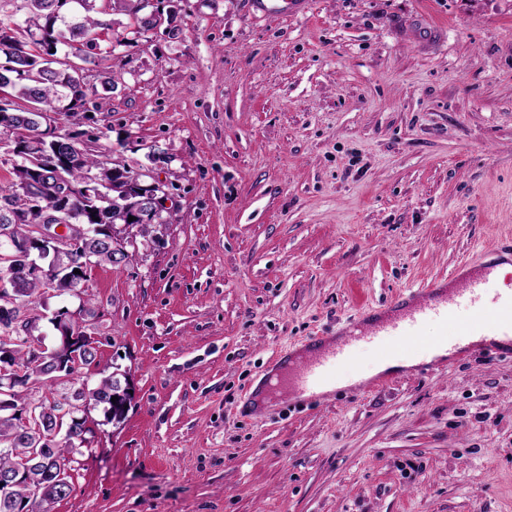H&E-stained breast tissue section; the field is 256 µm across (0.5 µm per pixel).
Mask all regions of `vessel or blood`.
<instances>
[{
    "label": "vessel or blood",
    "mask_w": 512,
    "mask_h": 512,
    "mask_svg": "<svg viewBox=\"0 0 512 512\" xmlns=\"http://www.w3.org/2000/svg\"><path fill=\"white\" fill-rule=\"evenodd\" d=\"M505 261L512 263V233L493 240L480 258L462 262L449 278L399 294L385 305L362 308L339 332L301 337L275 359L277 389L319 399L335 384L337 367L352 363L362 347L379 355L391 353L394 337L418 335L430 322L447 325L462 310L470 317L457 336L475 337V349L493 354L511 346L512 293L489 287Z\"/></svg>",
    "instance_id": "b4317fda"
}]
</instances>
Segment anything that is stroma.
Returning <instances> with one entry per match:
<instances>
[{
  "instance_id": "35a3bbf8",
  "label": "stroma",
  "mask_w": 512,
  "mask_h": 512,
  "mask_svg": "<svg viewBox=\"0 0 512 512\" xmlns=\"http://www.w3.org/2000/svg\"><path fill=\"white\" fill-rule=\"evenodd\" d=\"M171 28L115 18L118 80L81 130L149 169L175 223L46 292L97 341L67 391L124 374L118 424L88 412L53 512H512V355L239 417L248 384L299 336L448 275L512 229V0H161Z\"/></svg>"
}]
</instances>
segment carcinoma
Wrapping results in <instances>:
<instances>
[{
  "label": "carcinoma",
  "instance_id": "obj_1",
  "mask_svg": "<svg viewBox=\"0 0 512 512\" xmlns=\"http://www.w3.org/2000/svg\"><path fill=\"white\" fill-rule=\"evenodd\" d=\"M22 22L0 17V29L16 26L15 36L0 39V73L8 77V97L0 100V130L9 141L7 153L15 157L13 179L0 192V243L21 239L30 244L29 255L13 261L11 294L18 301L34 304L45 288L58 295L76 290L86 262L115 265L122 256L112 248V225L126 224L130 231L147 232L142 208L149 189L142 173L126 164L104 159L78 134L40 137L51 114L64 113L77 123L86 112L87 86L84 73L93 51L112 30L108 17L126 15L139 36L171 22L160 10L150 11L143 0H21ZM76 3L83 12L65 20L64 7ZM63 27H58L57 23ZM68 45L81 64L78 70L60 61L54 49ZM114 188L109 195L97 192L98 182ZM38 199L28 205L17 193ZM55 209L59 222L86 225L85 236L56 259V273L34 272L28 261L50 263L36 227L48 223V209ZM136 220L130 222L128 218ZM20 310L0 316V369L17 375L10 388L0 386V475L13 476L0 487V512H52L53 504L67 497L73 454L89 442L86 427L89 405L102 407L105 421L120 423L131 395L116 376L101 378L94 387L70 395L55 391L60 381L81 365L96 359L97 348L73 315L63 310L56 318L67 334L52 347L32 345V324L23 323L25 334L16 330ZM37 385L46 394L23 395L17 388ZM118 400L111 401L112 397Z\"/></svg>",
  "mask_w": 512,
  "mask_h": 512
}]
</instances>
